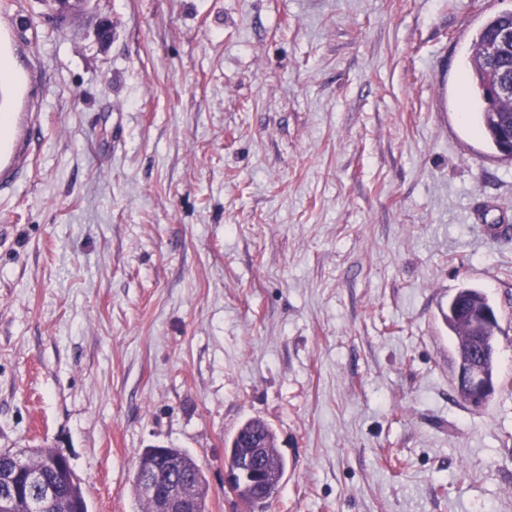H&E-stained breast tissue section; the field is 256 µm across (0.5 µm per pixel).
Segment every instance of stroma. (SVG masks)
Masks as SVG:
<instances>
[{
	"instance_id": "stroma-1",
	"label": "stroma",
	"mask_w": 512,
	"mask_h": 512,
	"mask_svg": "<svg viewBox=\"0 0 512 512\" xmlns=\"http://www.w3.org/2000/svg\"><path fill=\"white\" fill-rule=\"evenodd\" d=\"M510 9L0 0V450L137 512L138 455L181 448L208 512H251L224 441L258 417L268 512H512V161L462 105ZM465 286L500 327L480 407L441 315Z\"/></svg>"
}]
</instances>
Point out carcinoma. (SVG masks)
Masks as SVG:
<instances>
[{
  "mask_svg": "<svg viewBox=\"0 0 512 512\" xmlns=\"http://www.w3.org/2000/svg\"><path fill=\"white\" fill-rule=\"evenodd\" d=\"M512 25V11L491 17L479 30L470 47V78L465 86V99L477 104V118L489 143L497 148L503 129H512V113L508 104L493 96L496 82L512 81V53L503 57L489 55L487 47L498 30ZM496 314L484 291L464 287L448 300V309L442 318L453 341V364L466 366L472 360L475 348L487 350L482 363L484 383L488 395L499 387L498 360L496 358L499 324L487 320V314ZM264 443V453L270 462L260 486L252 483V477L238 471L240 462L254 441ZM142 464L136 465L133 478V495L139 505L138 512H159L161 503L157 497L144 489L147 479L159 483L175 482L181 492L197 500L198 512H207V484L202 469L189 453L179 448H147L142 453ZM224 463L227 470L236 473L232 491L253 506L264 509L281 490V481L287 469L285 459L275 446L272 427L260 418L245 420L238 430L225 441ZM44 478L56 487L61 498L67 500L68 510L86 502L80 478L70 468H46Z\"/></svg>",
  "mask_w": 512,
  "mask_h": 512,
  "instance_id": "1",
  "label": "carcinoma"
}]
</instances>
